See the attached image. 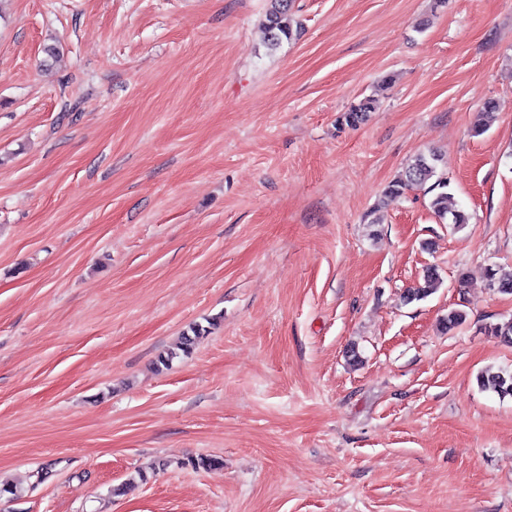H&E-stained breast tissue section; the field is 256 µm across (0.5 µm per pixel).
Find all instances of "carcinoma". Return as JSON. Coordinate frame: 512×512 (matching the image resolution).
<instances>
[{
    "label": "carcinoma",
    "mask_w": 512,
    "mask_h": 512,
    "mask_svg": "<svg viewBox=\"0 0 512 512\" xmlns=\"http://www.w3.org/2000/svg\"><path fill=\"white\" fill-rule=\"evenodd\" d=\"M266 31L267 49L275 51L283 42H290L299 36L297 22L291 13V0H269V7L263 22ZM374 110V100L365 98L351 106L339 117V123L356 127L366 120L368 112ZM441 156L430 148L417 154L407 163L401 176L391 182L384 191L387 197H398L413 188H427L433 193L429 207L441 222H448L452 228L459 230L469 223V215L459 208L448 193V178L440 169ZM490 285L501 294H512V270L503 266L489 269ZM442 285L439 270L430 266L423 270L421 281L406 290L404 300L407 303L423 300ZM209 333V328L193 324L189 331L181 336L176 348L158 357L157 365L168 367L172 360L181 354L188 355L195 344ZM482 387L490 389L501 397L512 396V373L497 372L483 374L479 377ZM222 465V460L214 456L191 457L179 463V466H189L195 470L212 469Z\"/></svg>",
    "instance_id": "1"
}]
</instances>
